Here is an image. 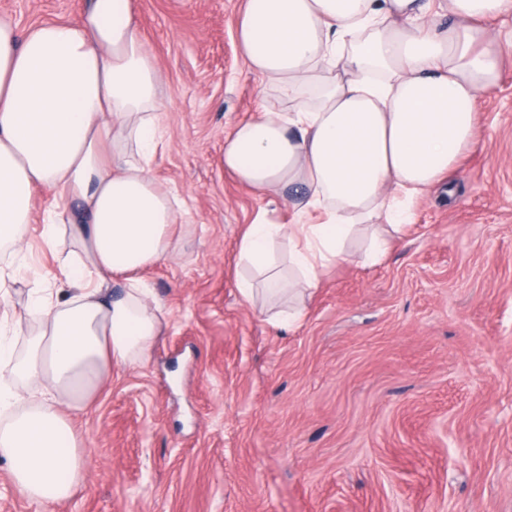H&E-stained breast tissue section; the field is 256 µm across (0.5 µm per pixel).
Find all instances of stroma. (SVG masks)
<instances>
[{
    "instance_id": "stroma-1",
    "label": "stroma",
    "mask_w": 512,
    "mask_h": 512,
    "mask_svg": "<svg viewBox=\"0 0 512 512\" xmlns=\"http://www.w3.org/2000/svg\"><path fill=\"white\" fill-rule=\"evenodd\" d=\"M88 0H0L18 28L76 19ZM162 72L177 200L169 255L143 279L168 324L142 366L113 367L72 413L85 483L41 505L0 463V512H512V59L476 107L479 142L419 199L379 263L325 269L294 326L244 300L237 241L285 202L225 172L224 138L286 102L249 73L243 0H134ZM0 320L54 252L29 225Z\"/></svg>"
}]
</instances>
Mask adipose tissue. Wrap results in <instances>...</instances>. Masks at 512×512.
<instances>
[{"mask_svg": "<svg viewBox=\"0 0 512 512\" xmlns=\"http://www.w3.org/2000/svg\"><path fill=\"white\" fill-rule=\"evenodd\" d=\"M510 17L512 0H244L247 66L290 104L224 139L225 171L297 218L249 225L238 243L268 300L316 287L356 238L363 264L384 257L416 199L474 146L475 102L512 53V32L488 24ZM161 86L133 0H89L78 20L24 32L0 20V250L22 257L38 187L52 195L44 241L78 243L29 299L35 333L0 326V459L32 502L84 483L68 410L91 404L113 365L144 364L165 325L140 278L177 222L149 171L165 147Z\"/></svg>", "mask_w": 512, "mask_h": 512, "instance_id": "1", "label": "adipose tissue"}]
</instances>
